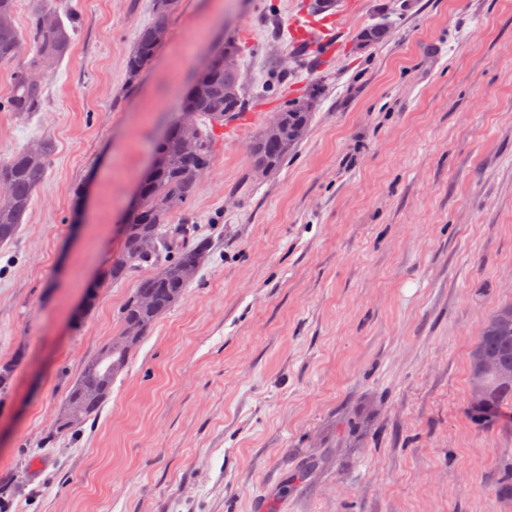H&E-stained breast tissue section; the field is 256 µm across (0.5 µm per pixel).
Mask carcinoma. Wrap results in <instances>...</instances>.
Listing matches in <instances>:
<instances>
[{
	"instance_id": "cac0c4a2",
	"label": "carcinoma",
	"mask_w": 512,
	"mask_h": 512,
	"mask_svg": "<svg viewBox=\"0 0 512 512\" xmlns=\"http://www.w3.org/2000/svg\"><path fill=\"white\" fill-rule=\"evenodd\" d=\"M178 5L179 0H154V21L139 32L128 58L129 79H136L158 53L154 29L168 24ZM15 11L16 0H0V64L13 63L27 45L34 46L35 52L11 73V92L0 99V112L24 116L38 110L44 79L59 65L72 38L61 16L41 2L32 8L23 33L15 25ZM243 102L238 46L229 39L208 59L188 91L183 104L188 119L172 124L154 144V166L141 182L136 212L123 225L121 248L112 258L108 279H124L144 265L154 272L137 281L121 307L115 334L85 361L70 384L61 412L72 408L79 418L73 424L61 420L58 433L76 431L97 417L133 350L180 300L204 263L208 241L189 242L188 225L174 227L172 219L187 212L197 194L199 181L193 172L213 165L209 128L224 125V118L240 111ZM310 120L309 102H288L255 136L251 148L254 165L266 172L279 168L302 139ZM52 152L51 143L35 141L0 162V244L16 236ZM470 383L482 388L483 396L475 402L482 419L512 401L511 302L481 321L478 341L470 354ZM324 460L320 451L309 454L291 483L307 481Z\"/></svg>"
}]
</instances>
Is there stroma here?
Returning a JSON list of instances; mask_svg holds the SVG:
<instances>
[{
	"instance_id": "1",
	"label": "stroma",
	"mask_w": 512,
	"mask_h": 512,
	"mask_svg": "<svg viewBox=\"0 0 512 512\" xmlns=\"http://www.w3.org/2000/svg\"><path fill=\"white\" fill-rule=\"evenodd\" d=\"M78 23L39 111L0 112V161L52 144L0 246V512H512V402L473 412L481 319L512 302V0H332L336 46L290 38L309 0H45ZM383 28L376 42L363 31ZM240 40L245 121L186 214L210 256L79 434L51 426L144 270L119 227L203 62ZM304 139L259 175L285 100ZM329 463L287 490L312 448ZM178 5L179 0H154V21L150 26L139 32L133 50L128 58L127 69L131 81L140 75L158 53L160 48L159 44L166 38L167 27H156L158 25L168 26L170 18L177 10ZM153 32L154 38L159 44L154 41ZM307 101L292 100L257 133L251 153L254 167L264 172L279 168L302 139L311 120Z\"/></svg>"
}]
</instances>
